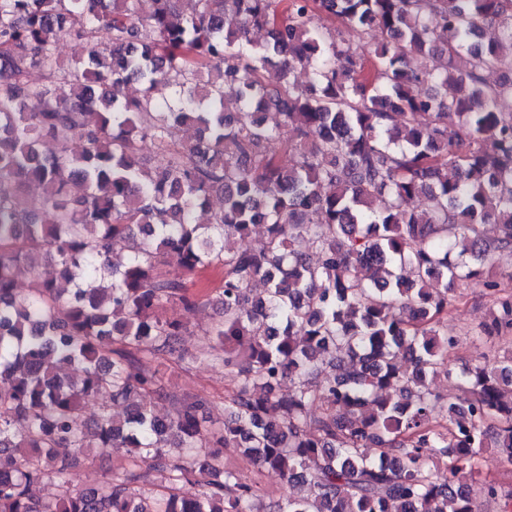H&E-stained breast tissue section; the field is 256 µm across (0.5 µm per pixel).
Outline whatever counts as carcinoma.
I'll use <instances>...</instances> for the list:
<instances>
[{
  "label": "carcinoma",
  "instance_id": "obj_1",
  "mask_svg": "<svg viewBox=\"0 0 512 512\" xmlns=\"http://www.w3.org/2000/svg\"><path fill=\"white\" fill-rule=\"evenodd\" d=\"M509 99L512 0H0V512H472L475 487L512 512L480 468L494 448L512 472V349L448 364L458 282L490 305L478 336H512ZM284 130L293 166L266 150ZM208 268L200 353L236 370L218 426L167 366L191 332L164 311L202 306ZM99 395L122 412L79 426ZM60 448L128 467L38 497ZM226 452L290 492L263 502Z\"/></svg>",
  "mask_w": 512,
  "mask_h": 512
}]
</instances>
